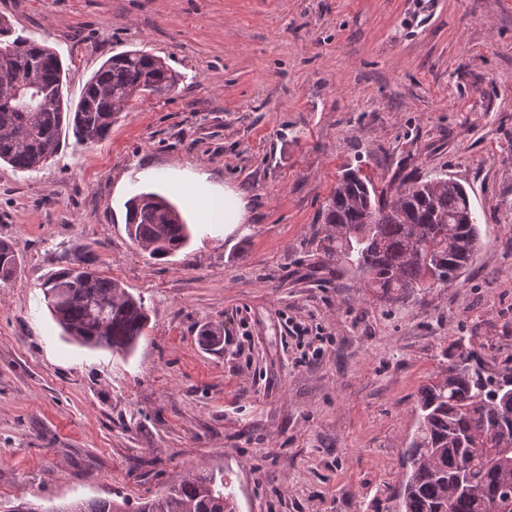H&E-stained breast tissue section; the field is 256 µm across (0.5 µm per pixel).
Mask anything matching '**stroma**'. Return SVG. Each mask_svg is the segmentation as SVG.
<instances>
[{"label":"stroma","instance_id":"35a3bbf8","mask_svg":"<svg viewBox=\"0 0 512 512\" xmlns=\"http://www.w3.org/2000/svg\"><path fill=\"white\" fill-rule=\"evenodd\" d=\"M1 16L54 49L69 100L130 50L181 80L99 143L0 163V239L21 259L0 281V503H135L203 467L238 512H395L415 397L449 342L512 355V0H0ZM173 168L240 192L248 217L155 258L125 204L181 203ZM349 168L379 189L461 183L473 265L393 305L322 265L321 212ZM77 256L144 297L132 354L52 319L39 284ZM215 324L224 342L203 346Z\"/></svg>","mask_w":512,"mask_h":512}]
</instances>
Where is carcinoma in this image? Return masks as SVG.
I'll use <instances>...</instances> for the list:
<instances>
[{
  "mask_svg": "<svg viewBox=\"0 0 512 512\" xmlns=\"http://www.w3.org/2000/svg\"><path fill=\"white\" fill-rule=\"evenodd\" d=\"M43 91L38 109L25 112L0 83V161L17 171L42 166L70 131L77 142L95 144L109 133L105 116L116 115L140 93L164 95L180 81L165 62L142 51L109 57L71 106L62 93L63 63L48 46L16 33L0 19V71ZM401 209L383 212L388 192L358 176L343 175L322 213L326 233L316 251L325 264L352 269L365 288L387 303L430 288H444L474 259L480 233L469 196L456 181L435 177L402 183ZM130 239L152 256L183 249L190 236L178 209L154 192L126 204ZM20 268L12 243L0 240V280ZM54 320L76 342L131 353L148 322L143 297L135 296L70 259L40 283ZM448 367L424 384L417 396L415 433L405 451L406 473L397 493V512H512V450L500 446L502 428L512 432L501 390L512 384V358L486 362L458 340L448 347ZM469 490L458 489V482ZM224 471L189 470L161 493L131 506L130 500L95 498L34 507L20 501L6 512H236Z\"/></svg>",
  "mask_w": 512,
  "mask_h": 512,
  "instance_id": "cac0c4a2",
  "label": "carcinoma"
}]
</instances>
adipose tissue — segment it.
I'll return each mask as SVG.
<instances>
[{
	"label": "adipose tissue",
	"mask_w": 512,
	"mask_h": 512,
	"mask_svg": "<svg viewBox=\"0 0 512 512\" xmlns=\"http://www.w3.org/2000/svg\"><path fill=\"white\" fill-rule=\"evenodd\" d=\"M178 186L187 209L194 214L198 223L220 224L225 230H232L244 223L247 216L245 201L232 189L223 194H214L203 190L197 180H182Z\"/></svg>",
	"instance_id": "adipose-tissue-1"
}]
</instances>
